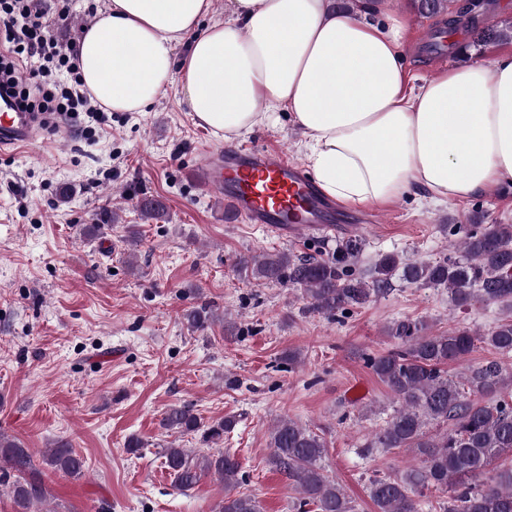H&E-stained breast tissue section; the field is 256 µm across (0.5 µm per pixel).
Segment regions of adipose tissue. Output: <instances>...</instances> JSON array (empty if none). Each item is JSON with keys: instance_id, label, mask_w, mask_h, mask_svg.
<instances>
[{"instance_id": "ef3b65f1", "label": "adipose tissue", "mask_w": 512, "mask_h": 512, "mask_svg": "<svg viewBox=\"0 0 512 512\" xmlns=\"http://www.w3.org/2000/svg\"><path fill=\"white\" fill-rule=\"evenodd\" d=\"M110 0L84 32L81 80L101 106L143 112L165 91L175 47L184 102L225 143L286 112L320 192L346 208L417 192L465 200L512 185V53L408 86V18L386 24L331 0Z\"/></svg>"}]
</instances>
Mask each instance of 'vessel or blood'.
<instances>
[{
	"mask_svg": "<svg viewBox=\"0 0 512 512\" xmlns=\"http://www.w3.org/2000/svg\"><path fill=\"white\" fill-rule=\"evenodd\" d=\"M33 125L31 113L0 100V147L30 142ZM197 180L204 189L220 191L236 216L283 237L325 230L324 217L333 208L307 173L276 148L208 150Z\"/></svg>",
	"mask_w": 512,
	"mask_h": 512,
	"instance_id": "obj_1",
	"label": "vessel or blood"
}]
</instances>
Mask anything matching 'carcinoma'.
Segmentation results:
<instances>
[{
  "label": "carcinoma",
  "instance_id": "cac0c4a2",
  "mask_svg": "<svg viewBox=\"0 0 512 512\" xmlns=\"http://www.w3.org/2000/svg\"><path fill=\"white\" fill-rule=\"evenodd\" d=\"M496 0H464L451 10L453 0H413L421 17L450 14L448 30L461 21L479 30V41H512V25L488 22ZM141 216L160 220L164 203L144 195L138 202ZM362 248L348 240L327 257L293 252H262L238 260V269L261 284L290 283L307 301L304 311L327 317L349 308H360L386 292L397 275L417 288H444L455 306L475 302L512 301V225L488 227L472 224L461 242V256L435 262L409 261L395 253L380 256L365 274H354ZM211 318L207 308L185 314L193 328ZM419 321L400 320L389 328L398 347L379 355H367V366L401 402L400 409L375 433L364 448L405 449L419 455V464L395 476L370 481V498L376 512H423L426 492L448 495L439 503L442 512H512V468L502 469L489 483L477 478L505 453H512V372L503 360L512 356V320L499 323L485 335L452 328L437 335L422 334ZM484 343L499 358L468 369L461 381L448 377L445 366L462 361ZM444 431L432 435L430 425ZM161 425L181 435L198 434L202 442L216 445L209 454L193 456L184 448L163 451L164 465L174 476L175 487L186 491L202 477L213 475L224 485V497L213 512H260L258 501L238 491L244 483L242 466L235 455L217 447L224 434L236 426L226 417L206 426L190 405L167 408ZM268 459L273 469L295 483L302 494L301 512H353L343 489L323 473L325 439L290 418H282L270 432ZM43 463L79 478L83 458L66 442H59ZM9 480L12 512H31L46 498L49 488L33 455L21 444L0 433V482ZM312 510H306V507Z\"/></svg>",
  "mask_w": 512,
  "mask_h": 512
}]
</instances>
